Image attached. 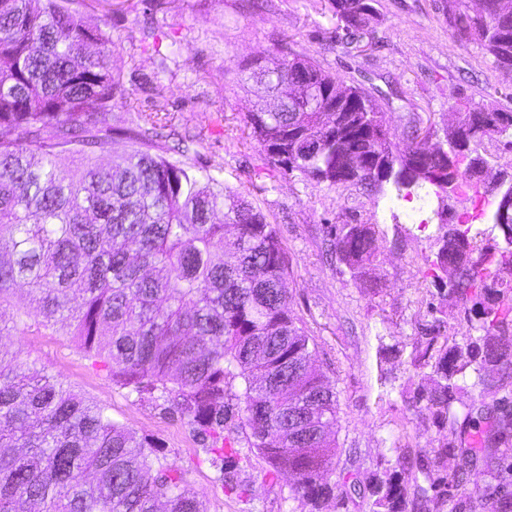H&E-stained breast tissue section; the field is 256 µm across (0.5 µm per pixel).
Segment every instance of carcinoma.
Listing matches in <instances>:
<instances>
[{
	"label": "carcinoma",
	"instance_id": "cac0c4a2",
	"mask_svg": "<svg viewBox=\"0 0 512 512\" xmlns=\"http://www.w3.org/2000/svg\"><path fill=\"white\" fill-rule=\"evenodd\" d=\"M74 0H0V335L21 317L63 331L101 360L112 383L139 399L163 401L189 419L219 481L241 488L245 442L270 467L294 477L300 512H330L357 496L369 512H407L413 500L453 512H512V390L468 407L463 437L434 449L423 479L385 472L341 484L335 475L337 396L314 367L316 347L288 309V259L277 227L246 197L224 186L221 168L174 157L158 142L157 121L128 132L131 148L112 151L107 115L127 93L112 67V40L87 28ZM375 0H329L342 43L378 20ZM448 27L512 71V0H490L484 17L466 0H444ZM269 111L248 112L249 137L284 173L331 186L382 187L387 164L396 192L429 183L457 155V131L444 130L440 155L399 151L378 99L288 54L264 86ZM349 101L338 138L324 109ZM468 153L497 181L479 148L512 149V112L467 102L457 116ZM463 170V176L476 172ZM432 266L452 268L450 291L477 312L479 335L437 347L435 320L413 360L431 365L414 399L438 426L457 424L456 403L472 371L490 390L512 382V252L461 238L443 224ZM327 241L359 279L376 258L372 224H336ZM478 258H473V254ZM511 268L509 278L503 270ZM237 419L227 422L231 401ZM456 461L454 477L433 476ZM482 492L456 495L469 474ZM0 512H207L186 473L112 420L105 408L65 385L20 351L0 344Z\"/></svg>",
	"mask_w": 512,
	"mask_h": 512
}]
</instances>
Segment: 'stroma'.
<instances>
[{"label": "stroma", "instance_id": "1", "mask_svg": "<svg viewBox=\"0 0 512 512\" xmlns=\"http://www.w3.org/2000/svg\"><path fill=\"white\" fill-rule=\"evenodd\" d=\"M376 8L379 20L369 34L342 45L323 0H84L81 7L90 27L109 32L112 63L129 90L115 99L110 126L132 128L139 115H166L176 134L165 147L194 136V162L221 168L225 185L276 224L288 255L289 310L313 337L315 367L336 391L340 479L411 471L433 460L444 431L413 398L429 373L414 363V343L438 316L449 342L475 330L448 291L452 274L437 279L430 269L441 234L434 188L344 189L273 168L244 125L262 88L238 81L234 69L253 59L275 68L288 50L314 57L333 74L383 92L386 123L401 147L405 125L443 129L468 101L512 112V72L449 29L441 0H377ZM475 183L467 177L451 190L448 217L503 243L491 219L501 191L490 185L479 194ZM345 223L376 230L378 256L361 280L325 254V226ZM0 343L156 444L168 462L187 470L208 512H296L293 477L270 474L243 443L238 478L245 493L223 491L219 469L188 420L114 385L72 337L30 320Z\"/></svg>", "mask_w": 512, "mask_h": 512}]
</instances>
